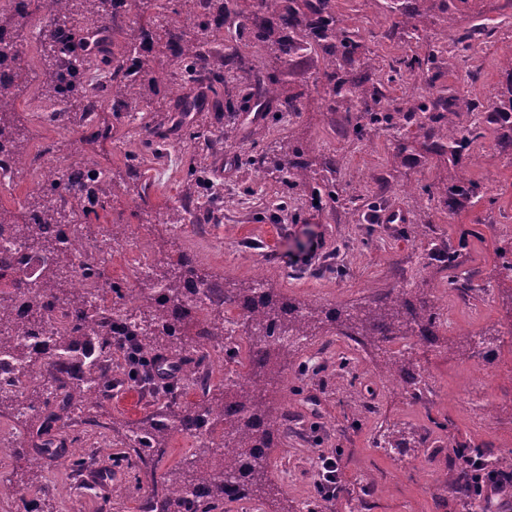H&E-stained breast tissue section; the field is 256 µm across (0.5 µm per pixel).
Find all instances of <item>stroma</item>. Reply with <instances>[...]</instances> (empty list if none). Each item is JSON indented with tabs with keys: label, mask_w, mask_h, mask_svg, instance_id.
Masks as SVG:
<instances>
[{
	"label": "stroma",
	"mask_w": 512,
	"mask_h": 512,
	"mask_svg": "<svg viewBox=\"0 0 512 512\" xmlns=\"http://www.w3.org/2000/svg\"><path fill=\"white\" fill-rule=\"evenodd\" d=\"M337 6L380 65L405 55L403 42L385 36L384 0H337ZM481 10L495 28L493 37L470 60L442 69L438 82L484 103L502 80V61L512 57V8L505 0H483ZM17 44L29 73L13 106V118L25 132L21 151L29 156L49 144L55 155H74L88 168L107 173L113 191L98 224L126 225L152 260L169 261L185 252L204 271L232 283L250 281L261 265L276 293L326 310L365 302L393 288L431 297L452 277L431 261L435 244L448 248L460 269L476 271L473 299L459 307L455 330L439 333L431 343L411 344L414 362L424 369L421 398L382 378V357L340 335L316 337L289 358L268 406L274 414L288 410L312 431L274 449L269 472L283 493L265 512H304L324 481L326 456L338 464L335 512H503L499 498L478 507L446 485L458 472L455 449L460 444L478 442L489 456L512 453V277L500 269L496 256L499 248L512 246V158L494 148L493 132L474 141L453 168L421 158L396 162L386 132L362 139L336 133L330 113L317 101L316 73L308 70L283 77L280 85L283 94L303 95L307 103L291 122L268 117L260 123L255 112H241L236 121L246 138L214 153L178 138L157 160L135 133L169 118L168 102L179 79L164 55H155L152 62L163 81L139 111L100 113L98 122L107 136L84 140L36 121L30 101L44 92L48 77L31 29L21 31ZM293 141L307 147L312 163L327 153L342 158L336 180L361 204L369 203L381 180H389L386 208L406 214V223L359 224L348 207L318 209L301 200L287 212L277 211L282 186L277 173L259 159L283 154ZM134 157L140 160L136 179L129 173ZM198 164L210 182L224 187L220 222L167 223L169 207L197 198L199 188L189 171ZM446 175L480 181L483 200L454 213L437 206L427 191ZM482 333L497 340V349L462 348V337ZM150 410L144 398L133 409L117 398L96 409L98 423L88 429L96 445L94 460L82 475L95 488L78 499L72 496L73 476L54 459H45L37 470L18 467L12 456H5L0 472L10 489L0 492V512H17L14 491L41 483L50 487L43 512H66L71 504L76 512H142L149 484L134 470L113 468L112 424L135 423ZM393 424L406 432L407 446L399 454L374 445L378 431ZM430 434L448 441V467L437 473L423 462Z\"/></svg>",
	"instance_id": "stroma-1"
}]
</instances>
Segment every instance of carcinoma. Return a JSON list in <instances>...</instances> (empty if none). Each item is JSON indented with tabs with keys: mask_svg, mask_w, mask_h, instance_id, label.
I'll use <instances>...</instances> for the list:
<instances>
[{
	"mask_svg": "<svg viewBox=\"0 0 512 512\" xmlns=\"http://www.w3.org/2000/svg\"><path fill=\"white\" fill-rule=\"evenodd\" d=\"M136 9H154L150 25L127 32L114 2ZM32 0H19L10 13H0V32L21 30ZM63 13L67 25L45 34L49 80L47 101L64 97L68 111L79 107L80 116L109 108L131 112L143 92L157 84L152 76L151 53H165L181 74L182 84L170 101L169 111L222 112L224 127L204 138L214 150L237 140L236 112L251 104L258 112H273L279 118L299 116L305 104L298 95L280 92L282 77L298 69L316 70V89L328 112L339 113L336 126L357 134L381 129L390 135L394 158L419 156L443 158L453 164L480 136L478 128L456 121L478 104L459 89L436 88L438 72L448 56L465 58L494 28L485 22L456 28L455 14L473 10L472 0H386L392 25L387 37L420 42V18L431 15L449 31L451 46L428 45L397 60L391 74L382 76L359 31L336 11V0H177L171 12L187 14V20L169 24L162 19L168 10L162 0H47ZM198 28L188 36L187 24ZM126 34L124 52L109 49V36ZM98 62L111 76L115 97L96 96L86 86L70 79L72 71ZM498 93L484 107L485 123L495 133L496 147L512 156V71L502 67ZM409 73L419 78L425 92L393 96L389 87ZM25 79L19 65L0 73V146L19 154L16 132L8 119L16 89ZM340 160L324 155L319 168H312L299 146L275 161L281 183L288 189L309 193L310 200L333 203L340 200L336 173ZM438 202L448 211L462 203L476 204L483 186L457 179L435 187ZM107 180L92 183L82 169L69 168L45 182L22 224L0 213V233L21 232L30 254H49L54 262L44 265L38 276H18L21 262L10 251L0 253V280L8 279L12 293L0 294V407L13 406L16 424L27 448L17 451L25 459L32 448L46 455L55 448L79 442L66 440L63 429L112 396L130 387L143 394L157 392L152 360L163 356L181 369L182 375L167 381L162 402L138 424L117 433L124 448L120 459L150 478L151 491L143 512H224V505L243 500H269L278 487L268 475L272 449L288 437V412L272 417L267 406L270 387L278 383L282 361L300 348L327 323L338 334L358 345L377 348L400 339L436 338L438 312L435 304L392 288L366 303L343 307L334 313L309 305H296L253 280L246 286L225 287V279L203 273L193 256L182 253L174 263L152 265L136 289L142 306L128 307V287L112 283L91 263L74 265L73 249L54 232V225L89 217L105 209ZM81 277L90 287L112 291L117 308L89 304L83 292L73 287ZM193 281L216 297L212 310L229 304L238 310L246 329V371L224 385L223 397H213L210 351L200 336L186 339L184 330L196 323L182 284ZM25 309L26 322L14 323L6 306ZM62 312L54 348H43V330ZM209 345L224 351L229 362H239L238 351L224 342V324L212 319ZM384 369L393 377L416 383V365L406 353H391ZM201 392L193 405L182 401L188 386ZM212 424V431L186 462V468L169 475L159 472L168 438L175 431L190 432ZM386 448L406 447L403 431H382ZM249 460L243 477L237 462Z\"/></svg>",
	"mask_w": 512,
	"mask_h": 512,
	"instance_id": "cac0c4a2",
	"label": "carcinoma"
}]
</instances>
